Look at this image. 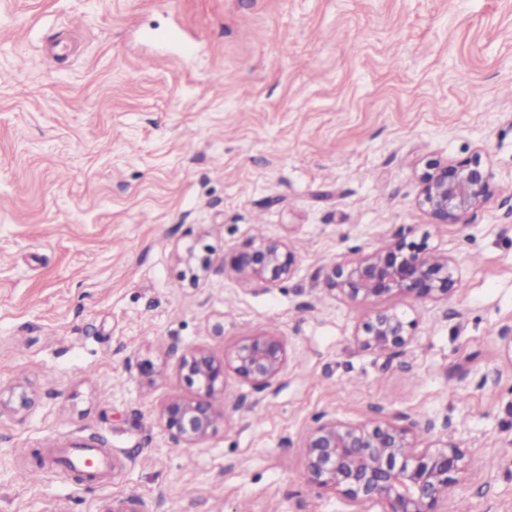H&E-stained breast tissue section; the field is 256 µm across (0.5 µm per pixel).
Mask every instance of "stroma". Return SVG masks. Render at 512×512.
Here are the masks:
<instances>
[{
  "instance_id": "obj_1",
  "label": "stroma",
  "mask_w": 512,
  "mask_h": 512,
  "mask_svg": "<svg viewBox=\"0 0 512 512\" xmlns=\"http://www.w3.org/2000/svg\"><path fill=\"white\" fill-rule=\"evenodd\" d=\"M477 152L491 195L436 223L426 163ZM410 227L454 256V294H327L328 266ZM263 239L295 269L253 289L230 260ZM384 309L412 344L355 348ZM507 324L512 0H0V399H30L0 416V512H350L307 477L322 414L437 419L465 453L448 512H512ZM258 332L281 377L227 373L207 439L177 444L181 355ZM75 444L112 468L77 480L55 462Z\"/></svg>"
}]
</instances>
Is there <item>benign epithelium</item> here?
Segmentation results:
<instances>
[{
	"label": "benign epithelium",
	"instance_id": "1",
	"mask_svg": "<svg viewBox=\"0 0 512 512\" xmlns=\"http://www.w3.org/2000/svg\"><path fill=\"white\" fill-rule=\"evenodd\" d=\"M419 205L439 224H457L478 209L491 194V175L481 155L457 165L430 162L420 174ZM414 228L384 249L329 267L325 285L347 300L366 302L392 293L437 301L459 285L456 260L446 252L426 249L407 240ZM295 258L279 240H264L233 256L231 269L246 285L273 288L290 277ZM416 321L385 310L363 323L354 345L380 355L404 351L414 339ZM287 363L283 337L257 333L241 339L224 359L204 348L180 357V373L204 391L196 399L172 398L162 405L159 419L178 442L193 448L204 442L215 423L210 397L224 391L227 371L263 390L284 372ZM434 421L401 425L394 419L354 424L321 415L303 435L306 471L311 483L329 488L353 507L352 512H446L457 482L463 451L453 442L418 441Z\"/></svg>",
	"mask_w": 512,
	"mask_h": 512
}]
</instances>
